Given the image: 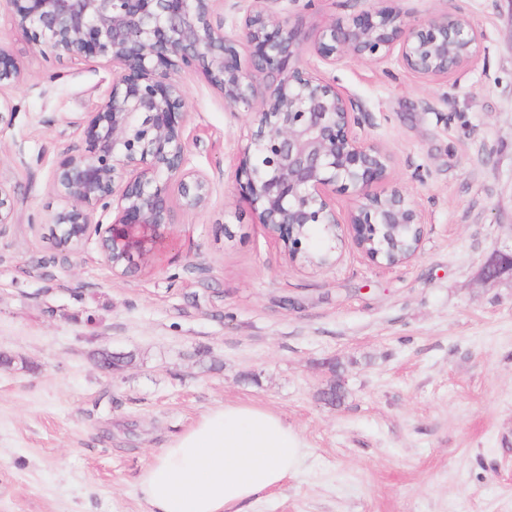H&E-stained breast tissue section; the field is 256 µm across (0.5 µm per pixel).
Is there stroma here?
<instances>
[{
    "label": "stroma",
    "instance_id": "1",
    "mask_svg": "<svg viewBox=\"0 0 512 512\" xmlns=\"http://www.w3.org/2000/svg\"><path fill=\"white\" fill-rule=\"evenodd\" d=\"M370 0H275L302 38ZM410 22L460 11L485 31L469 67L435 81L396 60L301 61L356 106V133L392 155L382 190L423 218L417 257L380 266L352 241L331 267L290 260L239 193L246 108L193 69L187 156L208 206L176 211L142 270L113 274L95 240L50 235L60 161L84 146L112 68L34 49L9 5L0 48L22 67L0 89V512H147L134 486L207 410L259 404L305 439L302 469L249 512H512V0H390ZM128 356L106 368L102 352ZM339 379L344 397L321 392ZM505 274L512 278V249L510 252L496 251L482 268L485 280H498Z\"/></svg>",
    "mask_w": 512,
    "mask_h": 512
}]
</instances>
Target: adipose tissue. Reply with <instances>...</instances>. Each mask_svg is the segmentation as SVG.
Wrapping results in <instances>:
<instances>
[{
	"mask_svg": "<svg viewBox=\"0 0 512 512\" xmlns=\"http://www.w3.org/2000/svg\"><path fill=\"white\" fill-rule=\"evenodd\" d=\"M304 448L278 413L224 404L174 436L143 468L136 492L148 512H247L298 471Z\"/></svg>",
	"mask_w": 512,
	"mask_h": 512,
	"instance_id": "adipose-tissue-1",
	"label": "adipose tissue"
}]
</instances>
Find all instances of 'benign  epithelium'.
Returning <instances> with one entry per match:
<instances>
[{
  "label": "benign epithelium",
  "instance_id": "1",
  "mask_svg": "<svg viewBox=\"0 0 512 512\" xmlns=\"http://www.w3.org/2000/svg\"><path fill=\"white\" fill-rule=\"evenodd\" d=\"M15 22L34 45L79 61L99 57L112 66L108 99L84 120L85 147L60 162L53 187L68 202L52 233L77 252L96 238L115 275L125 276L154 253L173 226L175 209L200 210L211 196L209 178L188 168L186 105L174 71H202L233 107L250 110L247 144L235 177L258 223L276 234L291 260L308 230L329 241L349 237L384 266L414 259L423 219L402 190H373L390 176L392 157L360 138L356 106L335 84L299 62L300 34L272 9L275 0H249L237 33L217 16L223 0H9ZM464 14L445 12L409 23L387 8H368L320 30L311 49L325 62L345 57L398 62L423 79L470 66L482 41ZM253 49L250 68L240 50ZM271 78L258 87L254 73ZM23 80L0 48V88ZM353 196L343 218L336 192ZM114 213L96 220L98 210ZM13 199L0 185V229L11 223ZM414 226V242L396 255L389 228ZM512 276V251L484 264L489 281Z\"/></svg>",
  "mask_w": 512,
  "mask_h": 512
}]
</instances>
